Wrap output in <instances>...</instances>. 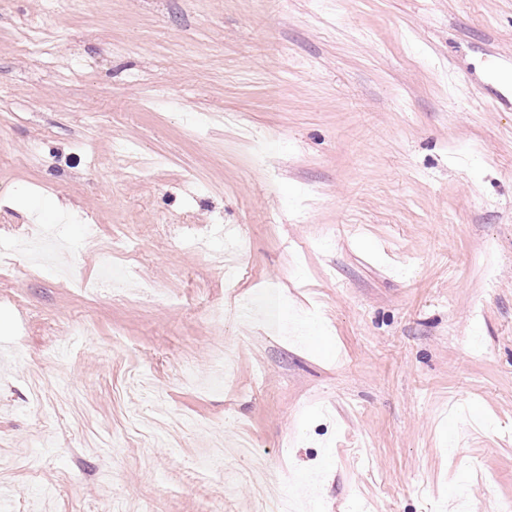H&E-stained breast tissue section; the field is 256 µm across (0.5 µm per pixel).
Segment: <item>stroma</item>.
<instances>
[{"instance_id":"stroma-1","label":"stroma","mask_w":512,"mask_h":512,"mask_svg":"<svg viewBox=\"0 0 512 512\" xmlns=\"http://www.w3.org/2000/svg\"><path fill=\"white\" fill-rule=\"evenodd\" d=\"M490 51L512 56V0H0L11 507L261 512L249 460L196 473L243 437L303 512L512 500Z\"/></svg>"}]
</instances>
